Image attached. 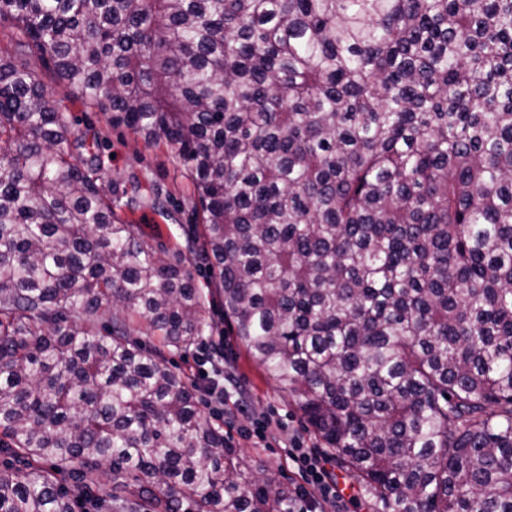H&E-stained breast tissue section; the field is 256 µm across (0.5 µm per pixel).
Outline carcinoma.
<instances>
[{
  "label": "carcinoma",
  "instance_id": "carcinoma-1",
  "mask_svg": "<svg viewBox=\"0 0 512 512\" xmlns=\"http://www.w3.org/2000/svg\"><path fill=\"white\" fill-rule=\"evenodd\" d=\"M0 512H288L164 349L203 293L57 92L186 165L224 322L376 512H512V0H0ZM110 316L104 323L102 318ZM143 317L161 346L131 338ZM112 472V487L74 464Z\"/></svg>",
  "mask_w": 512,
  "mask_h": 512
}]
</instances>
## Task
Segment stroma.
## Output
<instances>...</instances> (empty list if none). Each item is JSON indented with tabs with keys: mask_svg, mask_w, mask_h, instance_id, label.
<instances>
[{
	"mask_svg": "<svg viewBox=\"0 0 512 512\" xmlns=\"http://www.w3.org/2000/svg\"><path fill=\"white\" fill-rule=\"evenodd\" d=\"M58 100L73 125L96 133L103 182L123 186L130 175H137L139 186L135 195L143 205L134 212L120 209L121 219L137 224L150 246L165 250L171 260L181 261L191 271L197 287L207 294L201 311L208 325L204 339L208 346L221 347L224 370L233 375L243 395L227 398L221 404L201 403L202 417L221 424L225 438L256 467H274L280 480L292 488H299L303 479L289 465L285 446L293 438L313 449L318 448L319 443L294 402L230 334L218 301L209 295L212 283L208 264L186 249L192 225L201 221L187 169L168 143L153 141L126 127L112 125L105 114L86 107L73 97L62 94ZM156 198L162 201V209H153L151 202ZM262 418L269 420L272 431L271 439L265 441L250 435L256 421ZM329 470L337 491L336 505L329 512H374L369 493L347 472L334 464Z\"/></svg>",
	"mask_w": 512,
	"mask_h": 512,
	"instance_id": "obj_1",
	"label": "stroma"
}]
</instances>
